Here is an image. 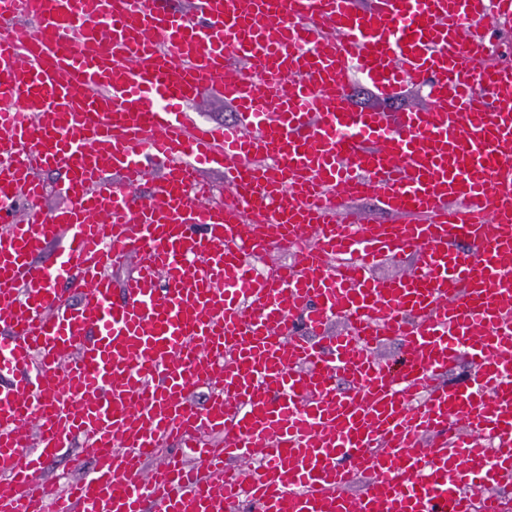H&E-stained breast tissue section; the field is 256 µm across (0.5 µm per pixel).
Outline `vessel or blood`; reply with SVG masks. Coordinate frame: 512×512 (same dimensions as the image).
Instances as JSON below:
<instances>
[{"label": "vessel or blood", "instance_id": "b4317fda", "mask_svg": "<svg viewBox=\"0 0 512 512\" xmlns=\"http://www.w3.org/2000/svg\"><path fill=\"white\" fill-rule=\"evenodd\" d=\"M490 15L512 0H0L30 21L0 29V512H512ZM208 95L234 123L189 120ZM272 249L291 262L257 272ZM78 443L88 475L37 479Z\"/></svg>", "mask_w": 512, "mask_h": 512}]
</instances>
